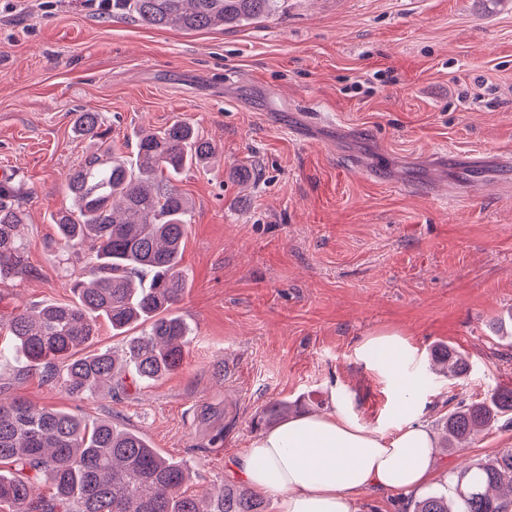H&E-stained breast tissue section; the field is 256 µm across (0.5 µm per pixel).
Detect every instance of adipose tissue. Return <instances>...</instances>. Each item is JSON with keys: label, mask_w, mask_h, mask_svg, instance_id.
Masks as SVG:
<instances>
[{"label": "adipose tissue", "mask_w": 512, "mask_h": 512, "mask_svg": "<svg viewBox=\"0 0 512 512\" xmlns=\"http://www.w3.org/2000/svg\"><path fill=\"white\" fill-rule=\"evenodd\" d=\"M405 346L397 333L361 345L398 396L403 422L394 434L369 431L341 409L294 417L253 438L230 473L255 492L277 493L276 512H355L372 488L447 493V482L433 480L435 436L418 416L417 378L401 364Z\"/></svg>", "instance_id": "obj_1"}]
</instances>
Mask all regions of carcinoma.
I'll return each instance as SVG.
<instances>
[{"label": "carcinoma", "mask_w": 512, "mask_h": 512, "mask_svg": "<svg viewBox=\"0 0 512 512\" xmlns=\"http://www.w3.org/2000/svg\"><path fill=\"white\" fill-rule=\"evenodd\" d=\"M281 0H112V17L187 31L238 25L277 12ZM73 133L98 144L68 174L71 207L53 216L60 248L87 255V279L71 281L75 300L21 311L0 320V358L19 353L49 383L75 397L125 388L129 367L140 380L178 369L188 353L189 328L176 314L186 279L182 240L192 202L176 187L182 172L215 154L212 142L187 123L139 132L134 157L120 152L100 113H78ZM14 191L0 184V282L30 276L20 226L26 215ZM124 337L121 356L109 349L78 353L100 321ZM440 371L461 377L464 354L440 344L431 352ZM301 410L273 401L252 426L271 427ZM512 414V387L463 405L436 424L445 450ZM186 464L163 456L145 437L108 421L88 423L64 410L0 399V509L3 512H269V503L243 485L226 484L208 498L181 491ZM50 486L45 497L40 485ZM404 512H512V448L466 466L448 494L427 493Z\"/></svg>", "instance_id": "cac0c4a2"}]
</instances>
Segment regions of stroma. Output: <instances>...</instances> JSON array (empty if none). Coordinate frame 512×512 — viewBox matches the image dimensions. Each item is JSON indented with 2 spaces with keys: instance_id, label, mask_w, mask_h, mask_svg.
<instances>
[{
  "instance_id": "stroma-1",
  "label": "stroma",
  "mask_w": 512,
  "mask_h": 512,
  "mask_svg": "<svg viewBox=\"0 0 512 512\" xmlns=\"http://www.w3.org/2000/svg\"><path fill=\"white\" fill-rule=\"evenodd\" d=\"M87 109L128 156L141 128L177 120L218 147L177 183L195 204L177 306L189 352L171 375L84 399L16 356L0 398L140 432L204 498L231 483L270 402L329 413L339 393L359 424L395 433L368 337L406 339L428 425L512 385V0H282L200 31L115 21L101 0H0V171L32 269L0 284V316L72 302L85 273L51 217L94 150L71 131ZM439 343L467 375L430 372ZM506 448L502 421L434 464L453 474Z\"/></svg>"
}]
</instances>
